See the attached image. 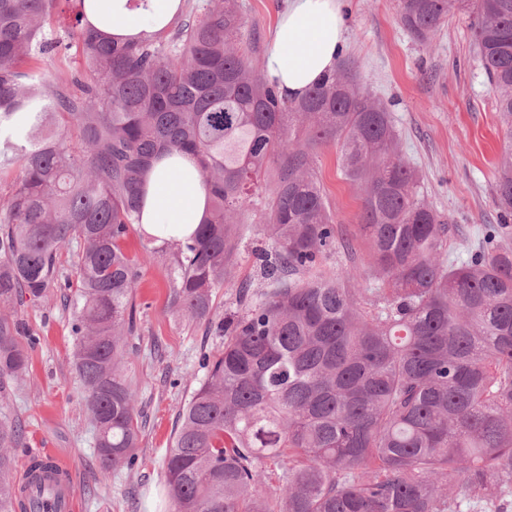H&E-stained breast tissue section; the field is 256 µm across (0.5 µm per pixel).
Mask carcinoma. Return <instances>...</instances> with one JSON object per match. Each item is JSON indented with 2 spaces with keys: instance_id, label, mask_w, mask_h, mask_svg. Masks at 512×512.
I'll return each mask as SVG.
<instances>
[{
  "instance_id": "1",
  "label": "carcinoma",
  "mask_w": 512,
  "mask_h": 512,
  "mask_svg": "<svg viewBox=\"0 0 512 512\" xmlns=\"http://www.w3.org/2000/svg\"><path fill=\"white\" fill-rule=\"evenodd\" d=\"M71 22L54 25L61 2ZM84 0H0V389L26 374L36 336L14 314L60 292L100 471L138 463L142 430L125 373L136 332L137 263L123 250L142 186L164 152L193 156L209 217L176 245L169 307L210 321L245 230L263 211L265 288L217 323L198 389L165 459L174 512H512V249L490 238L448 261L455 227L430 206L388 106L342 65L287 102L240 53L236 0H203L177 29L119 42ZM505 124L494 176L500 228L512 217V0H400L428 40L459 7ZM75 51L83 77L45 72ZM335 143L362 201L354 238L367 261L338 276L344 250L314 152ZM275 166L273 197L255 198ZM71 250V270L58 256ZM373 279L365 290L359 281ZM0 416V512H14ZM23 512L61 495L46 466Z\"/></svg>"
}]
</instances>
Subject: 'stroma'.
<instances>
[{
    "label": "stroma",
    "mask_w": 512,
    "mask_h": 512,
    "mask_svg": "<svg viewBox=\"0 0 512 512\" xmlns=\"http://www.w3.org/2000/svg\"><path fill=\"white\" fill-rule=\"evenodd\" d=\"M254 39L241 45L264 66L274 23L286 0H238ZM344 57L354 63L357 84L390 106L406 159L418 170L426 200L460 226L448 241V257L466 260L485 227L499 221L493 203L494 169L504 126L496 93L487 82L466 14L449 15L433 37L419 42L400 22L399 0H343ZM337 146L317 149L315 166L335 223L353 228L360 211L356 187L345 179ZM247 229L238 243L231 277L213 297V319L237 312L241 287L261 288L256 252L267 238L253 202L241 207ZM131 229L123 242L140 267L136 288L141 349L130 357L143 428L133 470L103 479L95 460L84 397L73 368L70 314L59 297L22 306L18 316L38 337L31 365L19 385L6 389L0 410L21 421L22 438L11 454L24 464L40 448L51 449L75 476L79 512H166L165 456L178 417L203 376L202 354L221 342L209 323L170 314L171 248L147 254Z\"/></svg>",
    "instance_id": "1"
}]
</instances>
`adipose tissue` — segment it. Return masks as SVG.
Segmentation results:
<instances>
[{"label":"adipose tissue","instance_id":"ef3b65f1","mask_svg":"<svg viewBox=\"0 0 512 512\" xmlns=\"http://www.w3.org/2000/svg\"><path fill=\"white\" fill-rule=\"evenodd\" d=\"M180 0H85L91 24L117 39L166 28ZM342 0H288L273 28L265 71L291 99L333 71L345 45ZM208 217L198 165L181 154L155 160L147 175L140 231L157 247L186 241Z\"/></svg>","mask_w":512,"mask_h":512}]
</instances>
